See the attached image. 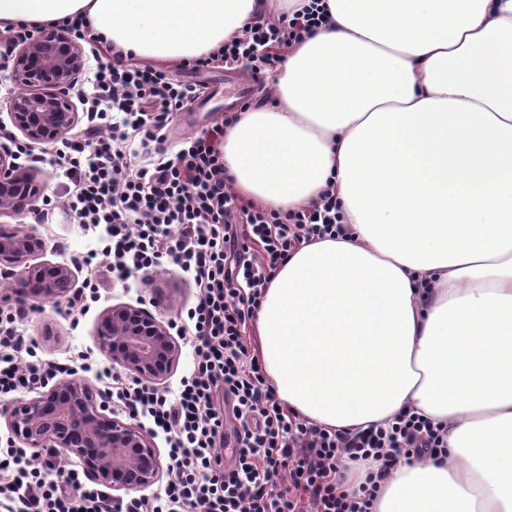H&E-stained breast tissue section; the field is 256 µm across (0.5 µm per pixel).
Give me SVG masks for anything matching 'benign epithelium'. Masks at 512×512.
<instances>
[{"instance_id":"1","label":"benign epithelium","mask_w":512,"mask_h":512,"mask_svg":"<svg viewBox=\"0 0 512 512\" xmlns=\"http://www.w3.org/2000/svg\"><path fill=\"white\" fill-rule=\"evenodd\" d=\"M11 58L14 91L0 103V110H6L31 145L68 139L80 120L69 91L87 72L82 45L66 31L46 30L15 43ZM43 188L32 169L0 152L1 217L33 210ZM47 246L35 225H0V262L14 278L20 304L62 299L74 286V273L65 263L29 264ZM96 334L112 362L149 384L165 383L181 356V346L167 325L142 307L107 308ZM0 415L12 442L72 455L88 477L112 490L144 489L160 480V454L151 436L108 412L82 378L58 380L36 396L0 410Z\"/></svg>"}]
</instances>
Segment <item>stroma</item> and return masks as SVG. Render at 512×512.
<instances>
[{
    "instance_id": "stroma-1",
    "label": "stroma",
    "mask_w": 512,
    "mask_h": 512,
    "mask_svg": "<svg viewBox=\"0 0 512 512\" xmlns=\"http://www.w3.org/2000/svg\"><path fill=\"white\" fill-rule=\"evenodd\" d=\"M169 74L180 81L205 84L206 97L192 105L189 110L175 114L173 131L175 136L184 137L199 133L221 121L224 116V72L220 69L197 74L180 66H172ZM41 232L48 241L47 250L37 255V262H64L73 251L91 247L90 236L83 233L79 225L73 224L64 212H56L51 223L41 225ZM101 283L100 299L93 303L89 313L72 323L66 315L65 300L40 302L35 312L22 324L24 335L37 339L39 353L47 359L65 360L71 352H90L93 361L108 365L95 328L101 313L117 303H130L143 307L161 320L177 311L192 306L196 289L192 282L178 273L173 264H166L163 270L154 273H138L129 279L116 282L106 274H99Z\"/></svg>"
}]
</instances>
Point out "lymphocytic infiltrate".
<instances>
[{
	"mask_svg": "<svg viewBox=\"0 0 512 512\" xmlns=\"http://www.w3.org/2000/svg\"><path fill=\"white\" fill-rule=\"evenodd\" d=\"M328 20L323 0H310L278 20L247 23L241 35L187 66L196 73L246 67L259 74ZM201 91V84L172 79L116 51L99 62L85 94V128L60 143L53 157L0 130V149L30 167L49 163L68 181L62 201L44 198L40 223L61 206L97 232L98 249L72 254V264L89 267L101 255L106 274L123 281L169 262L197 289L195 305L169 320L192 356L177 390L97 372L123 412L165 433L170 478L164 488L117 501L63 461L56 465L59 481H49L24 448L8 442L0 445V512H374L381 485L398 463L445 451L446 429L415 410L401 411L384 427L333 429L301 419L271 387L246 343L247 323L290 253L343 235L347 227L332 183L308 205L285 213L239 204L223 150L224 127L236 114L198 135L171 139L173 114ZM27 315L0 306V396L76 370L42 358L20 334ZM219 395L220 410L214 403ZM230 419L236 450L225 468L218 450ZM348 459L378 463L351 494L338 480Z\"/></svg>",
	"mask_w": 512,
	"mask_h": 512,
	"instance_id": "f902f5d3",
	"label": "lymphocytic infiltrate"
}]
</instances>
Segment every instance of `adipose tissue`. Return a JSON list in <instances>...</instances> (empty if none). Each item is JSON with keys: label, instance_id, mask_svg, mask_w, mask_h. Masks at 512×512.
Segmentation results:
<instances>
[{"label": "adipose tissue", "instance_id": "obj_1", "mask_svg": "<svg viewBox=\"0 0 512 512\" xmlns=\"http://www.w3.org/2000/svg\"><path fill=\"white\" fill-rule=\"evenodd\" d=\"M302 0H0V32L86 20L141 63L207 54ZM329 24L224 131L276 210L335 183L347 235L291 253L254 315L269 383L334 429L445 425L375 512H512V0H325Z\"/></svg>", "mask_w": 512, "mask_h": 512}]
</instances>
